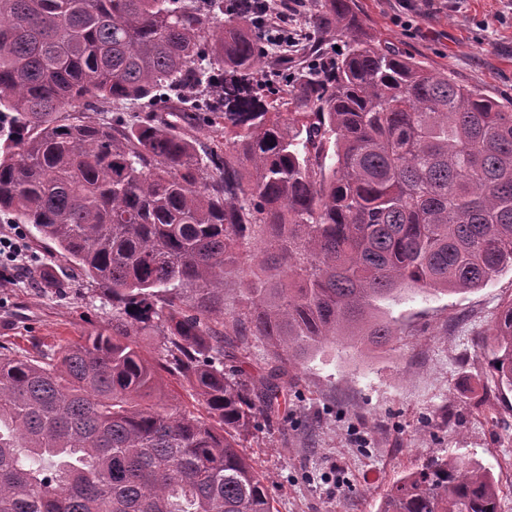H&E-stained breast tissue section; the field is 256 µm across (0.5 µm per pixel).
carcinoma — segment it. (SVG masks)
I'll return each mask as SVG.
<instances>
[{
  "mask_svg": "<svg viewBox=\"0 0 512 512\" xmlns=\"http://www.w3.org/2000/svg\"><path fill=\"white\" fill-rule=\"evenodd\" d=\"M309 40L346 43L267 95L250 6L224 0H0V212L56 244L112 303V327L0 349V512H273L240 450L288 383L224 367L258 336L290 367L344 338L386 348L381 303L483 288L512 270V100L458 84L313 0ZM207 103L199 151L167 112ZM141 102L135 119L90 116ZM255 278L224 311V277ZM163 336L158 357L136 337ZM512 391V301L494 326ZM204 410L172 412L159 372ZM484 468L431 459L377 512H499Z\"/></svg>",
  "mask_w": 512,
  "mask_h": 512,
  "instance_id": "1",
  "label": "carcinoma"
}]
</instances>
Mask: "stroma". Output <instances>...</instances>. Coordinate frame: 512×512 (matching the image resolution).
Instances as JSON below:
<instances>
[{
    "label": "stroma",
    "mask_w": 512,
    "mask_h": 512,
    "mask_svg": "<svg viewBox=\"0 0 512 512\" xmlns=\"http://www.w3.org/2000/svg\"><path fill=\"white\" fill-rule=\"evenodd\" d=\"M353 9L379 42L512 98V0H353ZM53 248L29 241L32 269L0 280V344H65L111 323L92 280L66 269L60 287L42 282ZM511 300V270L465 293L407 291L387 305L402 324L392 347L359 351L341 340L287 373V416L259 422L243 442L278 512H377L393 481L446 455L489 471L501 512H512V391L490 369L492 329ZM226 353L252 382L278 367L253 336Z\"/></svg>",
    "instance_id": "1"
}]
</instances>
